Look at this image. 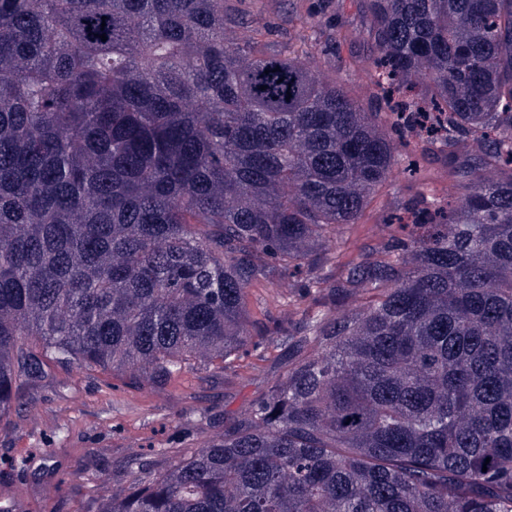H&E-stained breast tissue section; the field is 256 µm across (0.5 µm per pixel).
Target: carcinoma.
<instances>
[{
  "label": "carcinoma",
  "instance_id": "carcinoma-1",
  "mask_svg": "<svg viewBox=\"0 0 512 512\" xmlns=\"http://www.w3.org/2000/svg\"><path fill=\"white\" fill-rule=\"evenodd\" d=\"M364 7L389 74H426L391 129L469 191L327 286L333 232L396 157L312 46L225 42L224 0H0V416L40 354L230 365L263 340L260 278L370 294L312 321L223 439L96 512H512V0ZM455 134L490 139L479 166Z\"/></svg>",
  "mask_w": 512,
  "mask_h": 512
}]
</instances>
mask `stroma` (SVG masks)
<instances>
[{
    "label": "stroma",
    "instance_id": "1",
    "mask_svg": "<svg viewBox=\"0 0 512 512\" xmlns=\"http://www.w3.org/2000/svg\"><path fill=\"white\" fill-rule=\"evenodd\" d=\"M224 14L233 36L258 29L277 47L315 40L308 67L342 84L364 111L384 108L363 0H226ZM464 192L462 179L439 157L418 158L413 173L396 164L357 222L337 228L319 277L345 278L372 249L410 240L411 231L392 218L420 195L453 203ZM245 308L254 329L284 318L291 335L265 337L227 369L195 362L157 382L131 365L112 372L46 362L15 408L0 417V500L18 499L25 512H91L103 496L221 439L225 427L286 374L293 360L288 339L304 337L321 312L294 279L255 281Z\"/></svg>",
    "mask_w": 512,
    "mask_h": 512
}]
</instances>
